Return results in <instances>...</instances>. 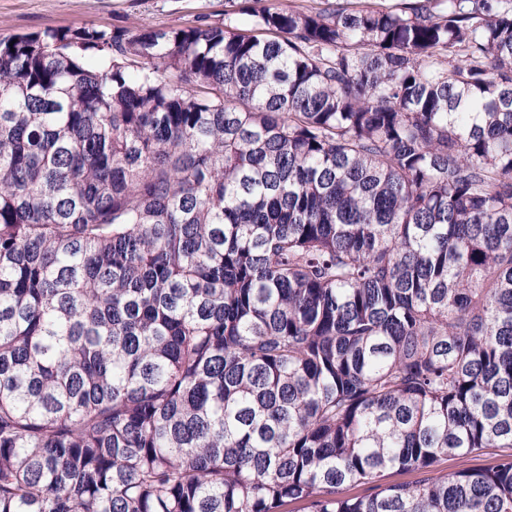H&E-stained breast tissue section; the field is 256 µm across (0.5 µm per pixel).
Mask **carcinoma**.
<instances>
[{"mask_svg":"<svg viewBox=\"0 0 512 512\" xmlns=\"http://www.w3.org/2000/svg\"><path fill=\"white\" fill-rule=\"evenodd\" d=\"M224 16L0 40V512H512V6ZM512 448H485L468 456H450L442 458L436 468L442 473L454 472L472 467H491L510 460Z\"/></svg>","mask_w":512,"mask_h":512,"instance_id":"carcinoma-1","label":"carcinoma"}]
</instances>
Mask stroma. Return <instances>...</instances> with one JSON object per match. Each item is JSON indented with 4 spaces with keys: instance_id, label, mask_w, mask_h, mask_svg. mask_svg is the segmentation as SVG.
Instances as JSON below:
<instances>
[{
    "instance_id": "obj_1",
    "label": "stroma",
    "mask_w": 512,
    "mask_h": 512,
    "mask_svg": "<svg viewBox=\"0 0 512 512\" xmlns=\"http://www.w3.org/2000/svg\"><path fill=\"white\" fill-rule=\"evenodd\" d=\"M225 0H0V40L42 29L95 27L130 31L223 23Z\"/></svg>"
}]
</instances>
